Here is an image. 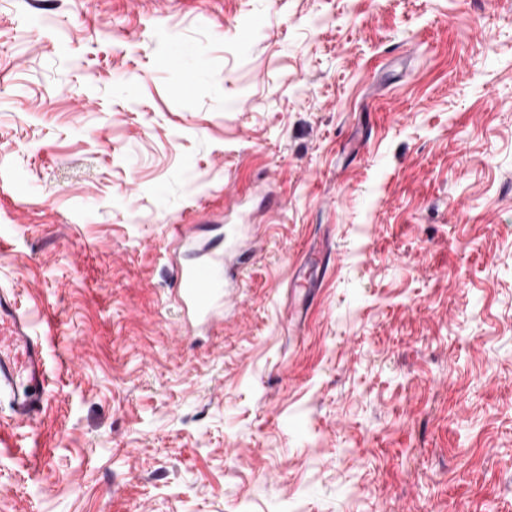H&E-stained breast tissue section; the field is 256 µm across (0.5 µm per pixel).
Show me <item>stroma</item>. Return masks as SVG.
Listing matches in <instances>:
<instances>
[{"mask_svg":"<svg viewBox=\"0 0 512 512\" xmlns=\"http://www.w3.org/2000/svg\"><path fill=\"white\" fill-rule=\"evenodd\" d=\"M1 288L50 341L0 512H512V0H0ZM173 234L197 255L194 263L176 267L174 296L186 319L213 326L224 302V255L214 253L207 243L195 241L185 224L175 225ZM306 263L300 267L294 274L293 285L300 288H317V281L304 276L303 270L307 266L319 265L327 271L333 262V253L328 243L320 248L313 250L307 257Z\"/></svg>","mask_w":512,"mask_h":512,"instance_id":"stroma-1","label":"stroma"}]
</instances>
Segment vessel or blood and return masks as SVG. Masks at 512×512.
<instances>
[{
	"label": "vessel or blood",
	"instance_id": "obj_1",
	"mask_svg": "<svg viewBox=\"0 0 512 512\" xmlns=\"http://www.w3.org/2000/svg\"><path fill=\"white\" fill-rule=\"evenodd\" d=\"M179 243L197 256L194 263L177 266L175 296L186 319L215 325L224 302V257L208 244L195 241L186 225L174 227ZM46 345L29 318L20 311L9 290H0V398L5 399L11 418L30 426L43 408L48 372Z\"/></svg>",
	"mask_w": 512,
	"mask_h": 512
}]
</instances>
